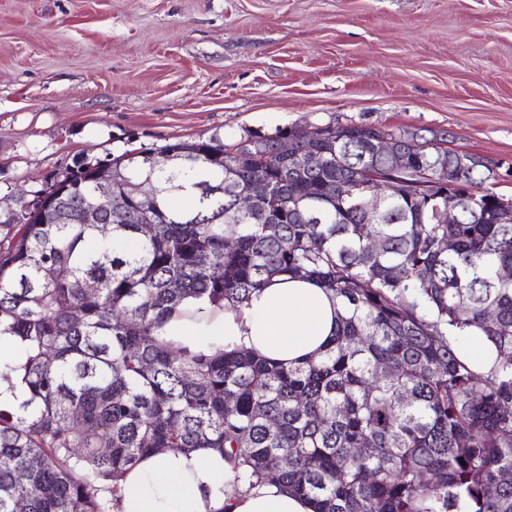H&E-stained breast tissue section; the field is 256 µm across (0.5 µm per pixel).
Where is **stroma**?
I'll return each mask as SVG.
<instances>
[{
	"instance_id": "35a3bbf8",
	"label": "stroma",
	"mask_w": 512,
	"mask_h": 512,
	"mask_svg": "<svg viewBox=\"0 0 512 512\" xmlns=\"http://www.w3.org/2000/svg\"><path fill=\"white\" fill-rule=\"evenodd\" d=\"M512 168V0H0V211L79 159L330 122Z\"/></svg>"
}]
</instances>
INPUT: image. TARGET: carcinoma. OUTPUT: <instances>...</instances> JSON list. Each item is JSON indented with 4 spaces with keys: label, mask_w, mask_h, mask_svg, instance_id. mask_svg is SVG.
<instances>
[{
    "label": "carcinoma",
    "mask_w": 512,
    "mask_h": 512,
    "mask_svg": "<svg viewBox=\"0 0 512 512\" xmlns=\"http://www.w3.org/2000/svg\"><path fill=\"white\" fill-rule=\"evenodd\" d=\"M385 133L330 122L82 159L48 203L0 223V336L23 354L1 361L0 377L18 375L27 396L0 408V512H112L119 481L160 448L217 449L245 477L275 471L315 512H512L503 195L475 169L450 221L433 188L392 190L366 220L364 193L348 185L359 169H387ZM281 136L294 153L278 151ZM401 158L391 185L451 167L436 145ZM146 180L158 193L143 211ZM226 180L271 192L235 220ZM98 191L112 194L110 213L65 220ZM307 206L321 220L305 219ZM276 278L313 281L340 306L319 359L285 367L162 337L187 300L235 309ZM469 336L495 354L484 373L461 355ZM362 441L373 454L351 456Z\"/></svg>",
    "instance_id": "obj_1"
}]
</instances>
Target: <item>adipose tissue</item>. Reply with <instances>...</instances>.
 <instances>
[{
    "label": "adipose tissue",
    "mask_w": 512,
    "mask_h": 512,
    "mask_svg": "<svg viewBox=\"0 0 512 512\" xmlns=\"http://www.w3.org/2000/svg\"><path fill=\"white\" fill-rule=\"evenodd\" d=\"M336 305L316 284L277 281L236 310L184 303L167 320L166 338L207 352L244 348L289 365L317 358L334 329ZM112 512H313L272 478L245 483L212 448L159 450L126 475Z\"/></svg>",
    "instance_id": "1"
}]
</instances>
